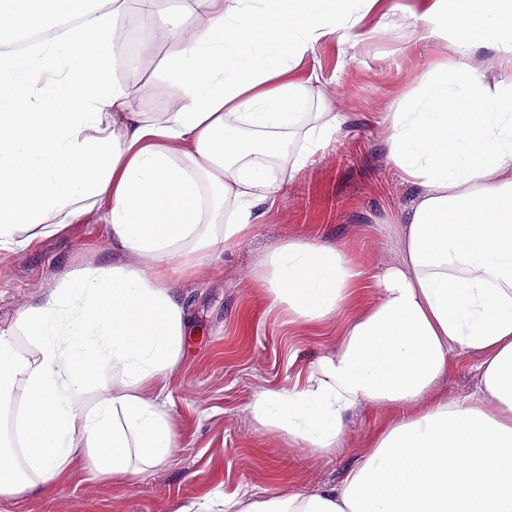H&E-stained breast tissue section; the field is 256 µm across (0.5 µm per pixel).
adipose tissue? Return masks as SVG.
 Masks as SVG:
<instances>
[{
	"label": "adipose tissue",
	"mask_w": 512,
	"mask_h": 512,
	"mask_svg": "<svg viewBox=\"0 0 512 512\" xmlns=\"http://www.w3.org/2000/svg\"><path fill=\"white\" fill-rule=\"evenodd\" d=\"M122 2L0 0V249L96 209L122 256L71 271L0 327V406L17 409L0 434V497L59 490L73 470L133 481L170 460L159 382L189 334L171 281L240 247L284 172L324 154L342 120H311L321 77L298 71L323 39L358 41L382 0H139L179 92L153 113L114 81ZM422 6L423 37L455 55L384 117L392 170L421 189L402 259L368 275L374 298L302 379L250 404L261 429L318 457L342 448L359 408L397 416L340 484L241 491L224 512H512V0ZM477 43L496 69L473 62ZM253 274L269 313L310 326L365 276L348 249L301 240ZM455 351L477 356L480 386L451 401L436 384Z\"/></svg>",
	"instance_id": "ef3b65f1"
}]
</instances>
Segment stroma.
<instances>
[{
    "mask_svg": "<svg viewBox=\"0 0 512 512\" xmlns=\"http://www.w3.org/2000/svg\"><path fill=\"white\" fill-rule=\"evenodd\" d=\"M419 2L386 0L380 35L353 45L332 36L317 45L301 72L321 75L325 99L344 117L335 143L286 180L279 200L263 206L260 223L238 250L175 281L192 336L181 364L166 379L179 437L170 463L121 483L75 472L52 494L0 498V512H179L218 492L244 489L261 497L291 487L334 485L370 451L393 409L370 406L350 414L343 448L333 457L310 456L259 430L249 409L254 392L304 375L335 346L352 312L344 310L318 327L288 323L268 314L264 289L249 273L258 257L289 238L350 248L369 271L398 261V223L420 189L389 167L382 117L423 72L454 55L449 44L410 40L416 22L402 8ZM135 15V0H126L122 22ZM122 22L115 27L114 77L139 111H165L174 102L160 87L169 45L156 37L153 55L126 73L121 57L137 38ZM111 256L108 229L96 211L54 237L0 250V321L25 309L71 270L101 265ZM473 364V357L452 353L438 393L454 400L474 392L479 378Z\"/></svg>",
    "mask_w": 512,
    "mask_h": 512,
    "instance_id": "obj_1",
    "label": "stroma"
}]
</instances>
